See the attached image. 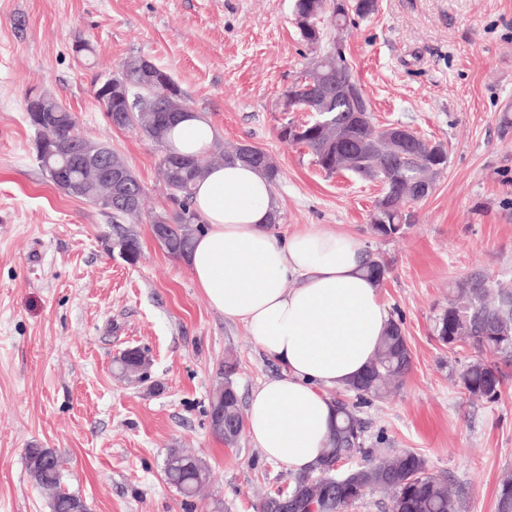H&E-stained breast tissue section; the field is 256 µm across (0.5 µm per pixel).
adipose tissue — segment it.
Segmentation results:
<instances>
[{
  "mask_svg": "<svg viewBox=\"0 0 512 512\" xmlns=\"http://www.w3.org/2000/svg\"><path fill=\"white\" fill-rule=\"evenodd\" d=\"M185 153L205 151L214 128L195 113L174 126ZM205 227L184 258L212 308L245 323L280 368L249 399L246 426L268 459L294 473L316 463L334 418L328 392L372 359L391 317L355 237L307 224L276 236L269 181L243 166H215L198 181Z\"/></svg>",
  "mask_w": 512,
  "mask_h": 512,
  "instance_id": "obj_1",
  "label": "adipose tissue"
}]
</instances>
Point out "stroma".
Here are the masks:
<instances>
[{"instance_id": "35a3bbf8", "label": "stroma", "mask_w": 512, "mask_h": 512, "mask_svg": "<svg viewBox=\"0 0 512 512\" xmlns=\"http://www.w3.org/2000/svg\"><path fill=\"white\" fill-rule=\"evenodd\" d=\"M294 0H0V512H50L25 451L53 449L87 512H255L294 474L248 435L210 433L206 409L226 358L241 401L279 367L244 323L210 307L181 260L153 239L151 217L174 205L146 138L106 121L95 88L130 56L171 73L225 146L251 143L280 169L277 231L318 224L386 259L380 287L413 360L404 384L362 403L365 445L410 450L459 492V512H496L512 472V365L498 401L454 382L465 343L436 338L454 282L512 278V0H378L336 31L376 125L400 124L444 144L448 166L390 238L369 215L380 183L327 174L279 138L307 112L280 99L308 53ZM90 53L77 55V43ZM61 100L87 137L121 154L145 190L136 263L112 251L107 211L63 195L34 157L29 92ZM138 348L145 380L114 360ZM204 458L209 480L184 499L164 476L169 449Z\"/></svg>"}]
</instances>
